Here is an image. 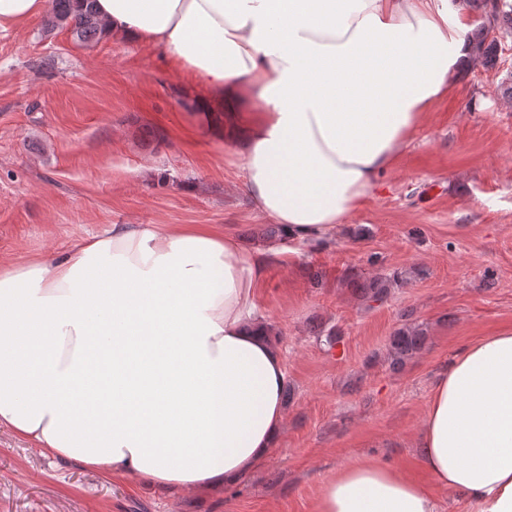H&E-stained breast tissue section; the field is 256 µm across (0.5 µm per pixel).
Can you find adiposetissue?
<instances>
[{
  "label": "adipose tissue",
  "mask_w": 512,
  "mask_h": 512,
  "mask_svg": "<svg viewBox=\"0 0 512 512\" xmlns=\"http://www.w3.org/2000/svg\"><path fill=\"white\" fill-rule=\"evenodd\" d=\"M115 37L160 46L287 240L115 224L0 267V429L163 493L221 490L277 446L286 370L257 312L267 263L326 246L469 62L459 0H96ZM424 485L379 462L324 481L316 512H512V330L466 345L431 389Z\"/></svg>",
  "instance_id": "obj_1"
}]
</instances>
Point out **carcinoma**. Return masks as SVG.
Segmentation results:
<instances>
[{
    "label": "carcinoma",
    "instance_id": "1",
    "mask_svg": "<svg viewBox=\"0 0 512 512\" xmlns=\"http://www.w3.org/2000/svg\"><path fill=\"white\" fill-rule=\"evenodd\" d=\"M465 6L477 15L478 23L468 34L476 59L488 68H495L502 51V40L512 39V0H462ZM45 25L50 28H69L75 41L89 44L107 34L104 23L94 8V0H51ZM403 281V271L390 274L352 279L353 291L365 302H384L390 287ZM428 336L418 325H404L390 339L391 364L399 368L406 361L421 353Z\"/></svg>",
    "mask_w": 512,
    "mask_h": 512
}]
</instances>
